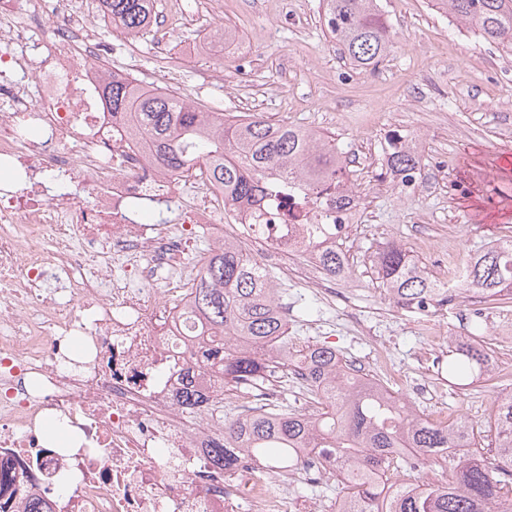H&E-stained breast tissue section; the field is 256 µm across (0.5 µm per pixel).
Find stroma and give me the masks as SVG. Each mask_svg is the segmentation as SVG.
<instances>
[{
	"instance_id": "35a3bbf8",
	"label": "stroma",
	"mask_w": 512,
	"mask_h": 512,
	"mask_svg": "<svg viewBox=\"0 0 512 512\" xmlns=\"http://www.w3.org/2000/svg\"><path fill=\"white\" fill-rule=\"evenodd\" d=\"M170 2L156 0L158 15L175 17L164 39L151 28L134 36L110 30L113 67L158 73L170 65L193 104L262 112L276 123L332 133L349 155V179L367 213L343 245L349 288L324 299L299 273L273 268L281 303L308 326L300 344L333 346L368 374L389 371L392 390L430 420L446 423L453 412L464 413L484 453L492 454L495 435L487 423L496 396L512 382L448 385L437 374L446 350L429 337L433 330L461 334L469 296L426 314L394 307L371 259L397 242L442 281L454 259L512 236V171L504 166L512 155V105L504 98L512 56L449 24L431 0H379L397 40L374 71L350 66L330 41L321 0H295L294 20L279 15L277 0H240L220 19L200 14L197 0H181L175 14ZM226 24L249 47L245 59L212 53L210 35ZM392 125L426 140L423 185L410 193L397 191L375 159ZM480 306L494 366L512 371V299Z\"/></svg>"
}]
</instances>
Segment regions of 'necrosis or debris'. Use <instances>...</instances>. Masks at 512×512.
<instances>
[{"instance_id":"1","label":"necrosis or debris","mask_w":512,"mask_h":512,"mask_svg":"<svg viewBox=\"0 0 512 512\" xmlns=\"http://www.w3.org/2000/svg\"><path fill=\"white\" fill-rule=\"evenodd\" d=\"M111 69L84 0H0V512H288L295 480L330 475L323 455L270 477L214 466L176 398L192 326L149 290L187 271L190 225L241 242L248 209L219 212L223 187L127 137Z\"/></svg>"}]
</instances>
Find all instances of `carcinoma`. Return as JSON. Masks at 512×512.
<instances>
[{
	"mask_svg": "<svg viewBox=\"0 0 512 512\" xmlns=\"http://www.w3.org/2000/svg\"><path fill=\"white\" fill-rule=\"evenodd\" d=\"M448 17L489 44L512 55V0H434ZM329 37L351 66L374 71L395 44L392 25L377 0H323ZM103 21L130 35L152 26L155 0H98ZM107 109L129 117L128 133L149 138L163 168L177 179L197 173L224 184L231 202L261 210L269 178L287 173L302 182L307 199L341 187L348 160L336 139L324 132L274 123L262 112H209L180 93L149 89L129 78H112L102 88ZM390 169L418 171L423 155L392 148ZM299 251L316 256L331 274L347 268L340 224H309ZM379 287L405 308L431 300L440 306L459 291L482 297L512 296V239L477 251L464 275L450 288L438 282L405 248L390 242L374 257ZM190 314L200 325L190 343L189 366L178 391L187 413L224 403L199 380L209 376L242 396L277 379L306 384L305 402L317 414L290 412L278 403L239 406L213 442L216 464L231 471L247 455L261 469L292 467L308 448L331 455L343 512H512V391L493 409L496 449L486 456L473 425L460 416L436 423L416 411L407 397L346 363L336 348L312 344L288 347V321L276 312V282L264 263L236 242L204 257L190 288ZM486 322L473 318L463 336L448 341V360L438 370L448 382L492 381ZM396 448H418L421 457H394ZM417 469L433 472L420 488L392 479Z\"/></svg>",
	"mask_w": 512,
	"mask_h": 512,
	"instance_id": "cac0c4a2",
	"label": "carcinoma"
}]
</instances>
